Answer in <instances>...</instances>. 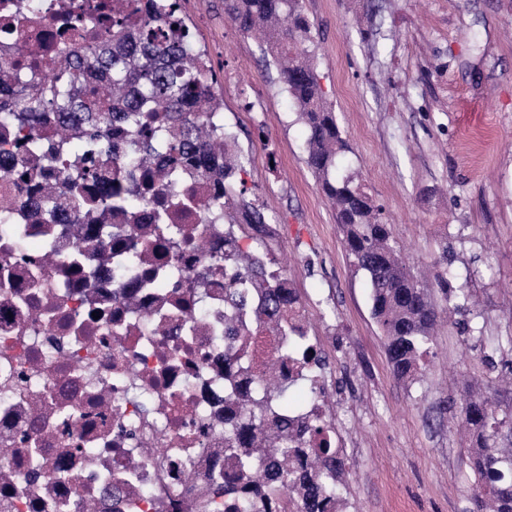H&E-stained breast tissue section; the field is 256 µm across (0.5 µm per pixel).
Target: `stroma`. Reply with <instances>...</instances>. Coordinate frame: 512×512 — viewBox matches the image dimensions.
<instances>
[{
    "instance_id": "1",
    "label": "stroma",
    "mask_w": 512,
    "mask_h": 512,
    "mask_svg": "<svg viewBox=\"0 0 512 512\" xmlns=\"http://www.w3.org/2000/svg\"><path fill=\"white\" fill-rule=\"evenodd\" d=\"M224 93V125L250 159L247 201L328 356L325 386L347 459L342 512H468L472 475L455 410L467 379L501 408L512 362L483 342L512 336V0H300L327 101L350 150L337 173L362 184L441 324L421 377L393 374L368 290L332 206L305 163L307 132L256 41L224 0H180ZM451 273L479 303L476 337L449 327L434 284Z\"/></svg>"
}]
</instances>
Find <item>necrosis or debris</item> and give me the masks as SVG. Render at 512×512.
<instances>
[{
	"label": "necrosis or debris",
	"mask_w": 512,
	"mask_h": 512,
	"mask_svg": "<svg viewBox=\"0 0 512 512\" xmlns=\"http://www.w3.org/2000/svg\"><path fill=\"white\" fill-rule=\"evenodd\" d=\"M102 0H0V59L17 31L79 21L80 44ZM0 118V162L67 177ZM99 156L93 197L135 185L129 214L97 206L49 213L37 191L0 179L10 235H0V512H201L224 477V224L199 201L223 188L185 174L163 189L144 169ZM164 223H154L158 209ZM209 251L196 249V242Z\"/></svg>",
	"instance_id": "obj_1"
}]
</instances>
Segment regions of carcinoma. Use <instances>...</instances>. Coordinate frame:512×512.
Wrapping results in <instances>:
<instances>
[{
  "mask_svg": "<svg viewBox=\"0 0 512 512\" xmlns=\"http://www.w3.org/2000/svg\"><path fill=\"white\" fill-rule=\"evenodd\" d=\"M179 0H115L112 31H84V45H52L56 70L41 71L38 51H22L0 69L12 80L0 85V112H20L21 123L35 125L43 112L58 114L59 142H69L74 124L91 129L117 127L127 145L122 168L155 164L177 183L184 164L209 180L224 183V200L204 209L232 208L238 227L224 230L234 240L216 260L240 268L233 285L224 286V301L243 318L242 329L228 321L224 335L286 336L281 358H304L313 369L326 371L329 359L295 331L290 318L306 313L302 297L288 276L268 266L253 243L263 241L268 215L265 207L244 199L250 158L225 131L223 99L217 79L203 54L194 50L189 29L179 14ZM224 15L242 34L255 39L268 65L293 100L298 120L307 130L305 162L333 205L336 224L355 273L365 278L370 309L384 337L395 377L410 385L418 379L429 355L438 314L424 288L401 254L392 225L363 189L336 175V160L350 151L324 99L312 57L310 25L299 0H224ZM252 244L243 245V239ZM436 287L448 301V314L471 302V294L441 275ZM252 375L244 394L224 380V402L239 406L238 425L225 437L224 481L209 492L207 512H272L281 495H294L299 512H338L343 497L341 474L346 462L334 443L308 448L325 430L314 421L293 437L288 424L289 383L275 359L256 364L243 357L237 364ZM457 422L468 441L474 476L469 512H512V410L492 398L467 392L460 399Z\"/></svg>",
  "mask_w": 512,
  "mask_h": 512,
  "instance_id": "carcinoma-1",
  "label": "carcinoma"
}]
</instances>
